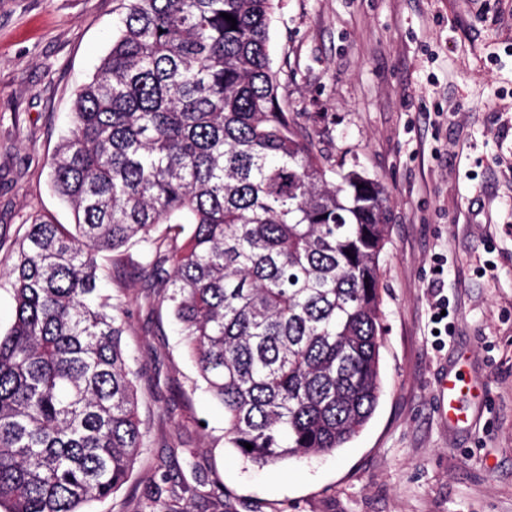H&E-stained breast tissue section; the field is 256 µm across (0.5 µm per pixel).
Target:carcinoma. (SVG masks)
<instances>
[{"label": "carcinoma", "instance_id": "1", "mask_svg": "<svg viewBox=\"0 0 512 512\" xmlns=\"http://www.w3.org/2000/svg\"><path fill=\"white\" fill-rule=\"evenodd\" d=\"M272 9L125 0L51 166L75 224L33 218L9 272L5 512H82L128 482L144 445L126 311L98 288L103 253L147 250L145 299L170 309L224 407V444L250 464L332 453L372 416L388 198L336 170L282 105Z\"/></svg>", "mask_w": 512, "mask_h": 512}]
</instances>
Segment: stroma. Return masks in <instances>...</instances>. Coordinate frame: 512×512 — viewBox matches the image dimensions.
I'll use <instances>...</instances> for the list:
<instances>
[{
  "label": "stroma",
  "mask_w": 512,
  "mask_h": 512,
  "mask_svg": "<svg viewBox=\"0 0 512 512\" xmlns=\"http://www.w3.org/2000/svg\"><path fill=\"white\" fill-rule=\"evenodd\" d=\"M120 18V0H0V332L31 216L73 221L50 164ZM270 58L332 163L388 193L377 407L335 452L246 463L170 311L144 302L149 255H104L146 437L87 512H512V0H274ZM459 369L482 391L451 428L437 389Z\"/></svg>",
  "instance_id": "35a3bbf8"
}]
</instances>
